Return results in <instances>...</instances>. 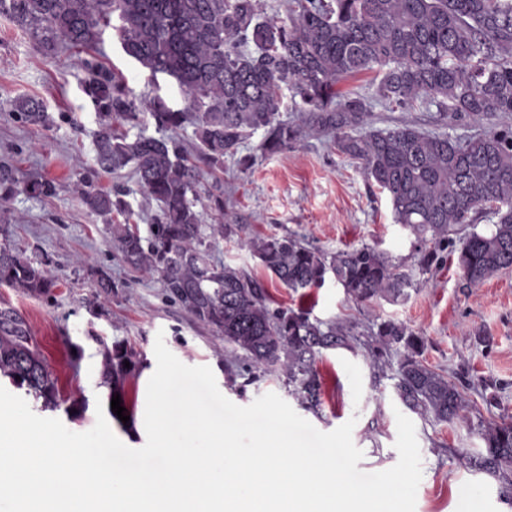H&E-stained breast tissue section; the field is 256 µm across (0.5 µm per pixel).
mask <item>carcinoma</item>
I'll list each match as a JSON object with an SVG mask.
<instances>
[{
	"instance_id": "carcinoma-1",
	"label": "carcinoma",
	"mask_w": 512,
	"mask_h": 512,
	"mask_svg": "<svg viewBox=\"0 0 512 512\" xmlns=\"http://www.w3.org/2000/svg\"><path fill=\"white\" fill-rule=\"evenodd\" d=\"M0 15L28 33L44 55L64 47L92 50L102 28L115 27L124 54L151 80L172 78L183 94L175 109L159 95L138 97L121 74L95 58L81 60L83 92L99 120L95 167L79 173L86 210L105 221L129 211L127 190L96 188L102 172L128 169L156 203L146 233L137 224L108 225L111 244L130 270L157 279L179 303L235 353L236 369L277 373L288 394L321 415L324 353L352 351L359 324L323 321L303 308H273L257 279L213 255L224 238L238 235L241 216L224 206V159L248 168L313 136H328L338 154L358 164L385 192L394 221L415 236L422 272L442 264L448 250L467 284L476 286L512 270V129H491L459 140L411 123L377 130L370 103L343 94L338 83L376 71L375 96L390 109L435 105L448 119L481 120L512 113V0H290L288 20L262 15L258 0H0ZM293 104L298 116L281 114ZM160 137L120 132L114 122L136 125L143 111ZM11 111L25 124L52 122L44 102L23 96ZM193 128V151L175 136ZM253 154L240 155L256 133ZM212 183L209 207L219 220L204 223L198 209L200 177ZM51 180L27 179L0 162V204L19 194H55ZM488 211L493 228L478 230ZM261 265L293 292L331 279L348 299L370 304L409 299L419 288L413 272L373 245L328 252L294 234L240 239ZM50 259H35L8 240L0 243V285L34 297H51L59 280ZM95 297L121 284L105 271L93 274ZM372 366L398 356L393 392L409 411L438 423L461 416L463 383L428 366L427 338L387 318L369 327ZM102 382L122 393L136 369V354L123 340L103 345ZM130 367H125V363ZM0 376L42 403L60 405L58 379L30 345L15 315L0 312ZM482 450L468 464L501 483L512 503V421L480 419L473 426Z\"/></svg>"
}]
</instances>
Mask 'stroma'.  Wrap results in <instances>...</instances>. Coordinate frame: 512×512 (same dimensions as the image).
<instances>
[{
  "label": "stroma",
  "instance_id": "obj_1",
  "mask_svg": "<svg viewBox=\"0 0 512 512\" xmlns=\"http://www.w3.org/2000/svg\"><path fill=\"white\" fill-rule=\"evenodd\" d=\"M98 49L101 60L121 72L137 96L158 94L180 105L173 82L162 78L151 83L147 71L124 55L115 30L105 28ZM81 58V53L68 49L43 55L29 35L0 16V160L13 162L25 176L48 179L57 186L49 198L21 194L9 201L7 207L16 220L7 225V235L28 255H48L60 281L48 300L0 286V311H12L23 321L32 345L58 379L62 402L53 410V418L74 432L94 427L97 401L109 399V389L101 383V345L123 340L134 349L139 369L124 383L127 417L112 418V431L119 437L127 426L142 422L159 336L182 363L209 366L220 392L237 405H249L269 392L287 397L285 386L270 373L253 380L244 375L228 380L224 366L232 354L223 340L170 301L156 279L133 273L121 263L109 246L107 225L82 205L78 173L94 164L99 122L82 90ZM23 95L44 101L55 119L51 128L15 119L9 103ZM371 113L379 129L411 122L426 132L462 139L512 127V114L455 122L432 104L391 111L375 102ZM118 181L132 189V214L113 216L112 222L146 226L156 204L136 187L129 173L100 175L98 186L108 190ZM224 191L246 219L250 234L293 233L331 252L366 243L406 266L415 264V238L395 223L387 196L369 184L356 163L339 155L328 138L307 139L257 160L248 169L225 159ZM217 255L260 280L274 305L304 306L324 321L365 325L393 318L421 331L427 338L426 363L464 375L469 384L463 420H413L422 458L415 512H512V505L500 496L498 479L460 456L463 450L475 454L481 447L471 430L477 417H512V271L470 287L451 258L423 275L421 288L407 302L365 306L348 300L343 288L331 281L305 293L283 288L235 240L221 241ZM92 268L103 269L120 284L98 308L85 304ZM480 332L488 336V343L477 341ZM318 369L323 412L317 416L305 410L302 418L323 432L354 421L352 439L363 452L359 470L373 473L393 467L398 461L394 447L398 401L390 378L374 375L371 356L362 348L353 353L327 352ZM484 378L498 383L496 404L484 399L479 385Z\"/></svg>",
  "mask_w": 512,
  "mask_h": 512
}]
</instances>
